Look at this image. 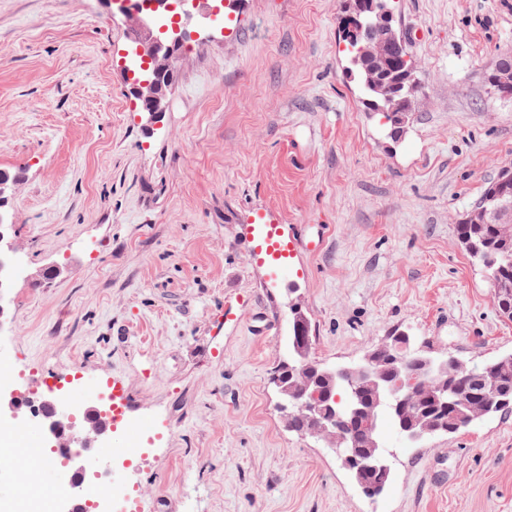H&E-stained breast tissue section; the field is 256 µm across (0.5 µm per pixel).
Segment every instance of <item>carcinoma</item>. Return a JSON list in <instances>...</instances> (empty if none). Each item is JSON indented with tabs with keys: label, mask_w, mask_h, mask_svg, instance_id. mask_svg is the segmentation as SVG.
<instances>
[{
	"label": "carcinoma",
	"mask_w": 512,
	"mask_h": 512,
	"mask_svg": "<svg viewBox=\"0 0 512 512\" xmlns=\"http://www.w3.org/2000/svg\"><path fill=\"white\" fill-rule=\"evenodd\" d=\"M370 12L356 0H350L342 22L340 40L346 46L347 75L357 86L363 105L371 112H381L388 119L392 133L404 131L409 113L415 104L419 82L406 45L394 46L391 57L407 72L408 78L398 98L403 101L402 114H391L389 103L377 90L378 78L366 62V47L359 30ZM478 207L487 212V221H462L457 227L458 238L491 282L498 296L496 306L501 316L512 319V199L505 201L489 185L480 198ZM305 344L292 348L288 361L275 367L273 374L281 378L277 387L282 419L289 431L312 435L329 447L339 450L341 456L354 454L359 449L371 453L363 466L350 468L352 476L366 490L376 496L386 488L391 477V464L380 443L378 423L383 417L398 426L399 433L408 440L428 436L453 435L473 421L512 409V354L499 357L475 371L453 356L444 360L431 357L415 347L408 339L404 350L381 344L370 350L373 369L381 383L396 375L414 379L417 395L406 408L396 407L395 396L380 390L364 392L367 414L354 418L347 408L351 391L335 380L339 367L318 363L311 358L315 336L310 318L302 319ZM321 391L337 416L336 426L322 428L299 408L301 392Z\"/></svg>",
	"instance_id": "1"
}]
</instances>
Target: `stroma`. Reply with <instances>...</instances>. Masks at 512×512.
Returning <instances> with one entry per match:
<instances>
[{"instance_id": "1", "label": "stroma", "mask_w": 512, "mask_h": 512, "mask_svg": "<svg viewBox=\"0 0 512 512\" xmlns=\"http://www.w3.org/2000/svg\"><path fill=\"white\" fill-rule=\"evenodd\" d=\"M346 4L231 0L230 26L192 25L154 118L103 0H0L19 259L0 364L35 398L52 374L123 383L154 422L146 456L112 464L140 512H512V412L416 443L382 421L392 479L370 497L277 410L292 291L324 364L401 332L473 369L512 353L457 235L512 166V97L487 81L512 0H396L421 83L398 139L346 75Z\"/></svg>"}]
</instances>
